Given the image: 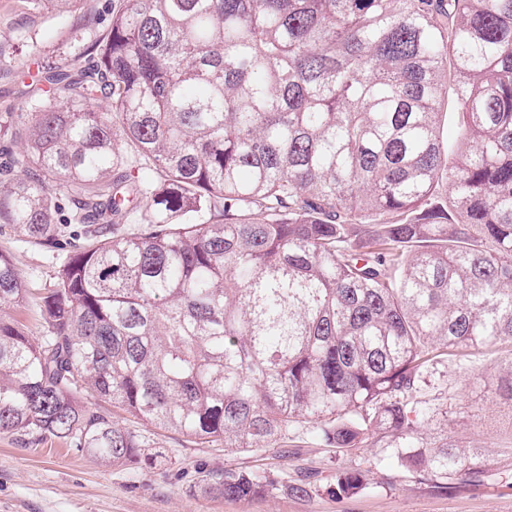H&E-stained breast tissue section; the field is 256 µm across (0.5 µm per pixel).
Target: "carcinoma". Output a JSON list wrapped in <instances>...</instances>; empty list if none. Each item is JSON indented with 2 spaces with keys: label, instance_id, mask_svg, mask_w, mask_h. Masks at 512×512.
<instances>
[{
  "label": "carcinoma",
  "instance_id": "1",
  "mask_svg": "<svg viewBox=\"0 0 512 512\" xmlns=\"http://www.w3.org/2000/svg\"><path fill=\"white\" fill-rule=\"evenodd\" d=\"M91 48L95 67L43 73L0 224L59 246L66 198L67 224L147 225L70 251L46 335L0 317V433L153 468L152 428L241 452L314 420L338 448L390 435L441 489L481 480L415 444L430 415L410 404L429 345L512 340V0H121ZM26 297L0 252V305ZM275 485L241 467L203 490ZM362 487L336 476L338 496ZM452 61L448 57V98L445 99L438 112H443L442 133L444 141H448V161L454 162L456 154V142L461 133L460 115L461 112L455 96V84L453 82Z\"/></svg>",
  "mask_w": 512,
  "mask_h": 512
}]
</instances>
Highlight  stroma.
Instances as JSON below:
<instances>
[{
    "instance_id": "obj_1",
    "label": "stroma",
    "mask_w": 512,
    "mask_h": 512,
    "mask_svg": "<svg viewBox=\"0 0 512 512\" xmlns=\"http://www.w3.org/2000/svg\"><path fill=\"white\" fill-rule=\"evenodd\" d=\"M120 0H79L59 8L45 0H0V146L10 143L21 115L39 94V72L63 64L95 65L92 41L105 34ZM0 252L22 272L30 294L0 316L21 321L40 337L39 303L53 288L62 250L40 246L10 228L0 229ZM512 366V343L500 342L443 357L418 383L420 406L434 417L424 445L450 443L474 457L481 483L454 480L435 488L426 475L400 466L390 439L371 436L365 447L346 451L327 445L320 426L304 423L273 448L225 453L171 431H156L164 464L152 469L112 466L98 456L60 444L21 446L0 434V512H512V401L485 389L483 378ZM263 463L277 490L251 502H229L200 493L202 475ZM361 471L363 488L336 498V475ZM306 485L307 495L291 493Z\"/></svg>"
}]
</instances>
